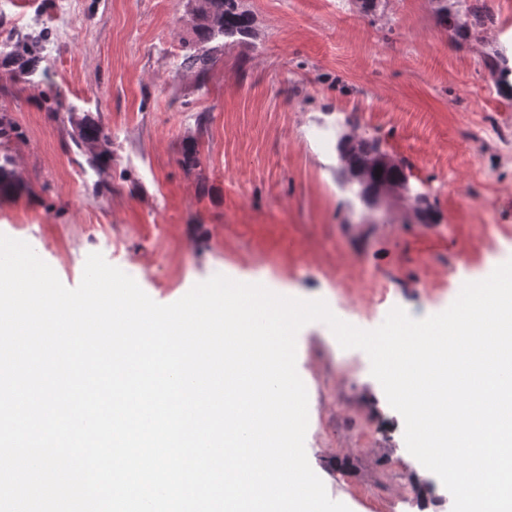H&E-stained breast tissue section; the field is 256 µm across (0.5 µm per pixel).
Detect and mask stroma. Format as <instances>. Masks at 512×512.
<instances>
[{
    "label": "stroma",
    "instance_id": "stroma-1",
    "mask_svg": "<svg viewBox=\"0 0 512 512\" xmlns=\"http://www.w3.org/2000/svg\"><path fill=\"white\" fill-rule=\"evenodd\" d=\"M249 38L205 76L181 69L196 37L185 0H0V43L48 30L33 75L0 69L5 145L23 185L0 194V233L26 241L69 288L89 254L170 304L222 274L324 299L379 327L395 307L421 319L463 283L512 259V90L485 60L512 58V0H480L465 40L435 0H239ZM111 136L97 172L67 113ZM412 166L433 224L408 199L372 219L339 177L347 116ZM199 164L185 170L187 141ZM309 397L305 448L328 495L351 512H450L439 478L405 447L402 417L359 349L322 322L297 335Z\"/></svg>",
    "mask_w": 512,
    "mask_h": 512
}]
</instances>
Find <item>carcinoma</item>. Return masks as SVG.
Returning a JSON list of instances; mask_svg holds the SVG:
<instances>
[{"label": "carcinoma", "mask_w": 512, "mask_h": 512, "mask_svg": "<svg viewBox=\"0 0 512 512\" xmlns=\"http://www.w3.org/2000/svg\"><path fill=\"white\" fill-rule=\"evenodd\" d=\"M437 12L441 23L452 27L458 36H470L468 20L461 19L457 12H449L448 0H438ZM251 24L250 15L239 8L238 0H200L199 12L193 20V30L201 47L185 54L180 67L195 70L200 75L206 74L213 61V54L224 47L222 40L248 36ZM37 44L38 41L34 39L18 37L0 45V66L14 67L21 72L35 69L39 63L36 56ZM488 66L497 75L498 83H509L512 68L499 53L489 57ZM68 120L79 129L75 144L90 153L91 168L100 169L112 162L110 135L98 121L88 114L77 116L73 113L69 114ZM336 150L338 157L343 160L339 168L340 176L348 185L378 190L409 184V175L406 173L409 165L402 159L395 163L382 162L381 157L387 150L377 138L343 137L338 139ZM19 189L15 159L5 152L0 155V192H16ZM411 210L419 223H436L435 209L427 196L422 195L412 201Z\"/></svg>", "instance_id": "cac0c4a2"}]
</instances>
